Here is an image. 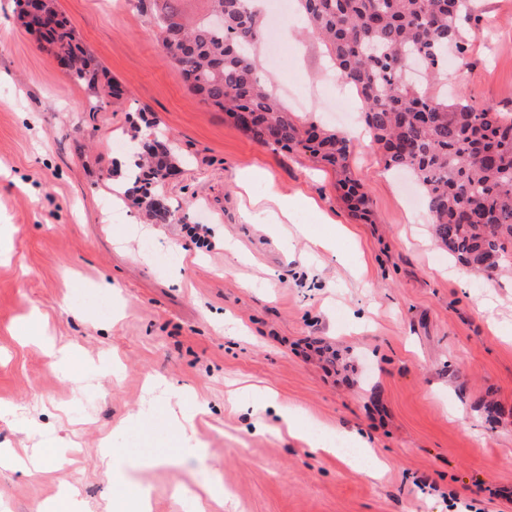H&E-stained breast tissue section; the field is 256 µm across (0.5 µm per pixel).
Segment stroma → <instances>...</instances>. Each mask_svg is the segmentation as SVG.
Segmentation results:
<instances>
[{
  "label": "stroma",
  "mask_w": 512,
  "mask_h": 512,
  "mask_svg": "<svg viewBox=\"0 0 512 512\" xmlns=\"http://www.w3.org/2000/svg\"><path fill=\"white\" fill-rule=\"evenodd\" d=\"M57 4L124 96L73 81L17 0H0V448L54 442L37 473L0 469V512H44L69 484L86 512H135L143 485L151 512H193L218 483L206 512H512V274L456 264L411 176L365 138L352 169L372 219L354 216L331 167L253 140L194 95L136 0ZM475 7L491 34L470 38L472 66L449 82L512 112V0ZM274 37L261 64L289 109L351 131L360 101L319 43ZM140 122L179 155L167 224L117 190L114 144ZM251 167L267 178L242 188ZM272 187L315 205L274 223ZM188 224L209 225L213 249ZM33 313L68 363L21 341ZM270 401L297 412L301 437L276 430ZM137 414L145 427L129 425ZM350 433L366 465L305 442ZM107 444L131 459L115 489Z\"/></svg>",
  "instance_id": "stroma-1"
}]
</instances>
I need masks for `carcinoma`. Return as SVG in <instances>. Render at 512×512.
Returning a JSON list of instances; mask_svg holds the SVG:
<instances>
[{"label":"carcinoma","instance_id":"carcinoma-1","mask_svg":"<svg viewBox=\"0 0 512 512\" xmlns=\"http://www.w3.org/2000/svg\"><path fill=\"white\" fill-rule=\"evenodd\" d=\"M177 2L138 0L161 45L176 46L169 58L190 91L255 141L331 166L350 210L369 219V198L350 169L351 139L297 118L262 79L259 57L250 52L264 27L253 0H207L206 14L195 20L186 19ZM296 2L308 32L360 97L361 121L385 166L414 177L437 243L472 270L498 269L512 255V112L466 94L441 101L432 85L402 79L412 58L439 80L451 48L457 70L470 68L464 24L471 21L472 0ZM41 11L54 23L38 32L46 49L71 79L98 89L99 65L56 0H44ZM137 157L136 201L154 223L166 224L172 211L156 188L176 172L174 152L153 140Z\"/></svg>","mask_w":512,"mask_h":512}]
</instances>
